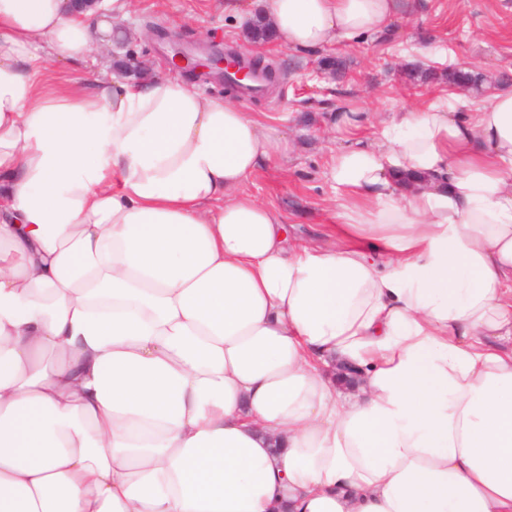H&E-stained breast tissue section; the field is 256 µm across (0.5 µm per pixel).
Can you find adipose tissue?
Wrapping results in <instances>:
<instances>
[{"instance_id": "ef3b65f1", "label": "adipose tissue", "mask_w": 512, "mask_h": 512, "mask_svg": "<svg viewBox=\"0 0 512 512\" xmlns=\"http://www.w3.org/2000/svg\"><path fill=\"white\" fill-rule=\"evenodd\" d=\"M108 12L0 0V512H512V88L333 125L336 222L241 185L291 144L174 77L55 80ZM312 55L400 0H262Z\"/></svg>"}]
</instances>
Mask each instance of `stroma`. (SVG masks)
I'll return each instance as SVG.
<instances>
[{
  "label": "stroma",
  "instance_id": "obj_1",
  "mask_svg": "<svg viewBox=\"0 0 512 512\" xmlns=\"http://www.w3.org/2000/svg\"><path fill=\"white\" fill-rule=\"evenodd\" d=\"M124 25L125 43L95 55L98 77H110L118 61L131 76L171 74L176 45L204 41L280 67L263 96H230L258 119L274 117L291 139L280 168L249 178L242 191L283 212L297 238L321 237L335 221L328 165L340 145L329 128L336 108L385 114L440 101L452 90L446 74L455 68L483 75L469 91L483 103L501 74L512 76V0H407L392 33L339 43L323 56L298 57L273 42L248 40L245 25L225 14L224 0H134ZM326 56L341 61L340 76L323 69ZM426 70L434 79H423Z\"/></svg>",
  "mask_w": 512,
  "mask_h": 512
}]
</instances>
